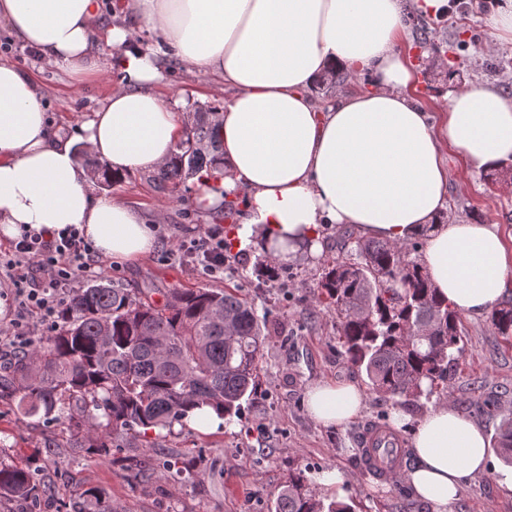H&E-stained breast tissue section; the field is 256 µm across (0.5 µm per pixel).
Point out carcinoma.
Masks as SVG:
<instances>
[{"label": "carcinoma", "instance_id": "obj_1", "mask_svg": "<svg viewBox=\"0 0 512 512\" xmlns=\"http://www.w3.org/2000/svg\"><path fill=\"white\" fill-rule=\"evenodd\" d=\"M415 43L439 52L437 24L409 16ZM218 108L185 124L170 160L147 176L170 192L219 161ZM416 242L401 245L341 231L336 259L327 264L319 295L336 310L346 364L364 374L382 398L448 391L459 364V313L439 297L421 265L409 259ZM155 289L97 283L73 294L64 325L40 338L0 375V397L17 401L26 417L65 420L74 444L94 460L112 454V437L172 430L188 412L213 407L232 417L257 394L263 322L252 305L225 290ZM491 322L512 335V306L496 307ZM101 412L100 416L90 409ZM498 446L512 465V418L498 428ZM45 487L28 468L0 457V498L39 501ZM271 512H354L304 490L298 471Z\"/></svg>", "mask_w": 512, "mask_h": 512}]
</instances>
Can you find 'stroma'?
<instances>
[{"mask_svg": "<svg viewBox=\"0 0 512 512\" xmlns=\"http://www.w3.org/2000/svg\"><path fill=\"white\" fill-rule=\"evenodd\" d=\"M503 0H485L465 9L451 6L438 19L437 39L445 55L408 48L418 83L415 97L431 114L441 116L448 100L466 84H491L512 99V42L490 33L488 20ZM5 57L28 71L42 94L53 130L77 136L81 124L98 107L118 77L111 71L72 78L67 71L42 62L38 53L13 42L0 26ZM168 100H183L187 110L220 106L224 93L211 76L187 73L168 59L158 87ZM447 205L455 222L498 225L512 236V177L503 169L470 167L454 148H447ZM193 182L161 193L146 173L125 175L99 194L124 200L146 214H164L155 229L156 246L136 262L115 265L113 281L129 288H235L254 305L266 322L265 343L258 372V393L243 401L237 416L211 433L177 425L172 431H147L145 436L118 438L108 462H91L85 449L74 447L62 422H39L20 415L15 402L0 399V455L35 470L53 490L37 507L17 499H0V512H81L98 501L101 512H270L291 473L303 472L307 490L316 497L353 504L356 512H433L431 505L408 494L404 480L381 481L366 474L360 455L363 430L391 426L393 412L406 415L396 434L410 443L416 423L430 409L445 403L462 407L468 400L489 405L476 416L493 450L488 469L473 478L452 505V512H512V491L503 486L512 468L496 452L498 427L512 412V341L497 333L489 315L460 318L463 357L447 396L398 397L383 400L365 391L359 417L345 426L324 427L306 412L305 395L327 380L364 385L365 378L341 357L338 321L319 306L314 295L325 265L335 258V226L323 229L320 256L303 252L287 263L278 280H268L261 265L266 256L255 246L238 219L208 214L192 202ZM219 225L234 233L241 253H228L224 274L211 278L196 271L178 249L197 231ZM53 454H46L48 444ZM149 456L148 476L130 478L127 463ZM185 463L196 476L184 479L165 468ZM337 471L339 489L321 487L316 477Z\"/></svg>", "mask_w": 512, "mask_h": 512, "instance_id": "stroma-1", "label": "stroma"}]
</instances>
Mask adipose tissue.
<instances>
[{"label":"adipose tissue","mask_w":512,"mask_h":512,"mask_svg":"<svg viewBox=\"0 0 512 512\" xmlns=\"http://www.w3.org/2000/svg\"><path fill=\"white\" fill-rule=\"evenodd\" d=\"M449 0H123L152 35L143 45L115 25L108 40L121 78L81 127L79 140L121 175L155 171L181 124L156 90L166 57L219 79L224 168L202 172L194 199L204 210L241 204L256 243L287 261L321 251L319 229L346 224L365 238L423 240L421 264L449 304L470 316L512 296V246L494 224L440 223L446 211V148L478 169L512 157V101L497 88L465 85L431 122L411 88L404 10L434 15ZM104 0H0V23L49 65L99 72L94 37ZM342 70L370 87L318 102L312 88ZM75 140L53 131L33 78L0 59V234L75 227L105 258L132 263L156 240L149 217L122 199L94 195L95 176ZM362 409L352 383L309 390L308 415L338 427ZM411 490L448 512L486 471L483 431L453 406L428 411L412 435Z\"/></svg>","instance_id":"obj_1"}]
</instances>
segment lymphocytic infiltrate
Listing matches in <instances>:
<instances>
[{"instance_id": "lymphocytic-infiltrate-1", "label": "lymphocytic infiltrate", "mask_w": 512, "mask_h": 512, "mask_svg": "<svg viewBox=\"0 0 512 512\" xmlns=\"http://www.w3.org/2000/svg\"><path fill=\"white\" fill-rule=\"evenodd\" d=\"M195 269L215 277L224 272V232L209 227L180 245ZM102 260L73 227L56 233L23 229L0 255V282L11 286L8 313L0 320V345H31L55 328L77 279L102 274Z\"/></svg>"}]
</instances>
